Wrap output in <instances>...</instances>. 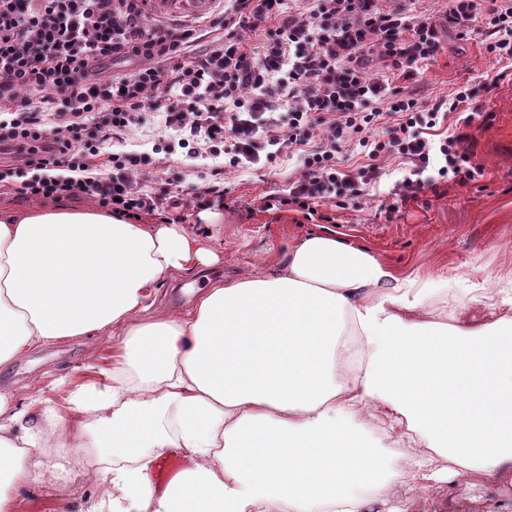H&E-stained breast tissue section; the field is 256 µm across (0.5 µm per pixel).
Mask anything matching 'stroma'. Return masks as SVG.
Returning <instances> with one entry per match:
<instances>
[{
  "instance_id": "1",
  "label": "stroma",
  "mask_w": 512,
  "mask_h": 512,
  "mask_svg": "<svg viewBox=\"0 0 512 512\" xmlns=\"http://www.w3.org/2000/svg\"><path fill=\"white\" fill-rule=\"evenodd\" d=\"M228 0H199L192 10L146 0L149 24L169 28L196 26L202 38L194 49L203 52L210 23L228 10ZM443 51L437 60L418 69L407 81L408 91L431 103L466 84H488L492 90L481 103L490 120L475 119L470 133L474 160L485 170L482 179L459 185L446 182L424 188L415 197L398 202L393 194L403 171L389 162L380 182L367 188L355 208L328 207L330 222H310L300 212L259 209L260 198L284 195L297 175L298 157H287L271 169L230 170L224 176L229 187L225 207L214 208L212 222H204L199 210L181 209L180 222L193 233L206 237L219 260L210 267L162 280L158 287L160 308H183L191 290L208 281L282 268L292 248L302 238L329 233L342 242L362 247L382 257L404 275L426 278L446 273L448 301L433 315L452 323L454 303L460 296L484 295L487 302L512 289V69H504L486 52V32L462 41L441 32ZM221 159H191L177 153L148 168L147 182L169 180L180 191L209 179ZM107 357L112 343L104 336H87L69 343L46 345L24 360L0 367V391L11 393L16 402L28 404L32 395L61 401L57 379L72 386L87 382L90 354ZM367 441L396 461H412L422 452L417 435L403 439L390 436L384 426L363 428ZM78 462L75 451L60 448L33 470L25 512H88L98 499L95 486H83L74 497H66L70 472ZM363 512H512V485L492 484L472 476L467 486L453 485L448 478L432 482L428 492L412 495L407 485L392 483L383 495L366 493Z\"/></svg>"
}]
</instances>
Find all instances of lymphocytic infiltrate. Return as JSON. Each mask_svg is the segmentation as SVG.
<instances>
[{
  "instance_id": "f902f5d3",
  "label": "lymphocytic infiltrate",
  "mask_w": 512,
  "mask_h": 512,
  "mask_svg": "<svg viewBox=\"0 0 512 512\" xmlns=\"http://www.w3.org/2000/svg\"><path fill=\"white\" fill-rule=\"evenodd\" d=\"M232 2L231 15L212 22L217 36L193 55L195 29L147 25L144 0H0V145L17 148L34 172L13 191L40 202L84 194L118 217L169 223L170 190L141 178L148 158L102 152L146 112L175 131L176 140L158 144L168 155L182 148L235 169L298 151L302 171L287 196L260 203L297 208L310 221L329 203L356 205L393 159L408 168L394 188L402 201L441 181L483 178L468 147L483 88H455L430 106L369 69L413 79L441 53L439 27L463 40L478 21L487 54L512 62V0H448L438 20L385 0ZM132 58L141 65L129 73L100 72L104 61ZM377 100L387 110L374 108ZM344 147L365 164L337 170Z\"/></svg>"
}]
</instances>
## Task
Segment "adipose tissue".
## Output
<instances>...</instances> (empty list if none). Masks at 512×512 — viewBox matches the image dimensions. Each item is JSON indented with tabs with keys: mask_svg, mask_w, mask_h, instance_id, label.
<instances>
[{
	"mask_svg": "<svg viewBox=\"0 0 512 512\" xmlns=\"http://www.w3.org/2000/svg\"><path fill=\"white\" fill-rule=\"evenodd\" d=\"M180 224L103 210L0 207V367L83 336L118 342L99 380L63 404L32 398L44 428L0 394V512L29 462L88 448L83 469L110 512H361L362 488L436 474L512 484V294L477 326L428 320L448 287L400 275L328 234L300 241L280 271L217 281L185 310L155 308L159 281L209 265ZM407 426L425 450L397 469L346 419ZM191 465L156 490L165 449Z\"/></svg>",
	"mask_w": 512,
	"mask_h": 512,
	"instance_id": "1",
	"label": "adipose tissue"
}]
</instances>
